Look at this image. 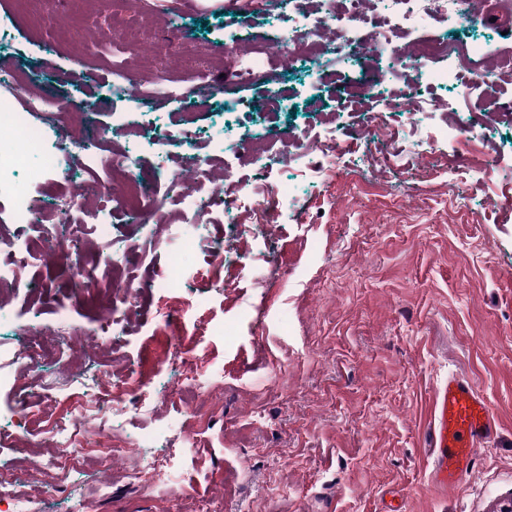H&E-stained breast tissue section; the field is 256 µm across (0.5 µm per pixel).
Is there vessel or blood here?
<instances>
[{"mask_svg":"<svg viewBox=\"0 0 512 512\" xmlns=\"http://www.w3.org/2000/svg\"><path fill=\"white\" fill-rule=\"evenodd\" d=\"M497 430V420L467 378L452 374L434 393L430 411L431 484L456 488L468 474L473 455Z\"/></svg>","mask_w":512,"mask_h":512,"instance_id":"obj_1","label":"vessel or blood"}]
</instances>
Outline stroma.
<instances>
[{
	"mask_svg": "<svg viewBox=\"0 0 512 512\" xmlns=\"http://www.w3.org/2000/svg\"><path fill=\"white\" fill-rule=\"evenodd\" d=\"M63 3L74 18L67 33L55 17ZM150 16L154 32L124 51L113 47L112 33L139 25L135 7L0 0V76L20 74L34 92L82 103L92 139L111 134L107 150L127 151L139 171L179 164L187 139L207 176L239 167V148L255 142L297 134L323 149L245 168L269 195L292 188L291 200L270 206L282 221L244 209L214 214L204 233L231 251L218 261L189 254L181 286L149 292L119 355L104 346L92 309L73 301L69 261L23 271L45 291L20 288L0 303L11 316L0 325V346L21 344L30 309L48 324L65 305L84 332L86 354L115 373L153 375L182 336L208 385L205 394L174 395L112 426L114 438L133 447L148 437L153 448L180 449L173 492L150 493L125 457L87 449L83 468L49 493L45 512H82L70 486L90 497L89 512H196L201 498L210 512H384L393 501L407 512H494L512 497V79L466 92L419 81L425 110L414 132L403 113L384 106L412 70L382 78L329 52L272 66V80L231 85L221 96L134 97L114 86V73L143 78L163 69L178 83L188 53L217 82L226 45H261L272 25L285 22L265 0H155ZM92 26L98 40L89 43L79 31ZM172 28L181 42L163 38ZM429 34L479 43L490 58L512 51V24L487 16L438 23ZM365 84L369 93L346 103L347 91ZM273 85L284 102L278 112L264 108ZM177 112L192 113L189 132L173 121ZM469 124L474 136H449ZM334 127L363 129L367 138L349 141L339 172L310 181L307 167L336 147ZM103 175L99 165L48 170L29 183L30 206L50 216L71 184ZM83 205L107 208L112 224L111 244L88 245V264H121L125 244L136 242V273H165L167 245L146 220L101 196ZM255 224L266 232L241 237ZM452 372L472 381L501 427L463 483L440 493L429 484L425 409ZM22 424L10 388L1 387L0 467L34 472L47 450L35 437L17 450ZM189 428L199 435L187 450ZM103 480L112 496L99 500Z\"/></svg>",
	"mask_w": 512,
	"mask_h": 512,
	"instance_id": "stroma-1",
	"label": "stroma"
}]
</instances>
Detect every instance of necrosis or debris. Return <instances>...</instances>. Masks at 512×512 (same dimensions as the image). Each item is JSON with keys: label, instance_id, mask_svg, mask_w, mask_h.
Returning a JSON list of instances; mask_svg holds the SVG:
<instances>
[{"label": "necrosis or debris", "instance_id": "1", "mask_svg": "<svg viewBox=\"0 0 512 512\" xmlns=\"http://www.w3.org/2000/svg\"><path fill=\"white\" fill-rule=\"evenodd\" d=\"M382 3L381 10L373 11L368 7V0H344L342 10L337 11L332 7V0H315V14L311 17L304 9L293 8L288 13L287 35L270 37L266 46L258 49L247 51L236 46L225 49L224 78L246 82L261 77L267 72L270 57L291 59L295 53L312 48L330 31L334 34L329 45L333 52L357 54L380 50L399 61L410 57L418 62L420 70L429 71L431 80L461 83L462 76L458 71L431 68L436 57L451 49L446 44L433 40L404 43L400 36L407 31L426 30L438 21L450 23L461 18L480 17L483 0H382ZM451 50L462 58L480 52L475 45H458ZM9 83V92L0 94V140L12 142L14 149L0 154V195L13 197L15 212L28 231L16 234L8 253L0 255V278L12 275L34 261L63 258L81 263L86 233H94L104 241L112 238L111 225L103 222L97 210L84 211L78 224L45 225L43 218L31 209L26 187L12 182V173L25 166L28 157L43 146L48 133L47 126L33 123L31 116L50 111L52 101L30 92L19 77H10ZM195 163V157L191 156L183 167L163 168L142 177L131 173L127 155L113 154L109 167L111 176L101 184L104 192L118 206L148 216L158 230V239H176L179 252L172 255L168 274L163 279L145 280L127 274L113 281L111 298L97 310L102 335H111L115 324H132L144 291L170 288L178 283L180 255L201 246V228L213 211L267 209V197L247 178L233 172L224 170L219 176L205 178L199 187L190 186ZM158 181L164 182L186 207L191 208L193 231L173 234L167 202L149 198L146 194L147 187ZM27 331L29 337L25 344L0 349V361L8 360L25 371L26 377L20 381L12 373L0 370V387H13L15 403L24 415L27 434L39 437L50 453L43 459L41 472L36 477L15 469L0 468V503L11 505V512H39V505L48 493L49 480H65L79 468L78 450L83 444L111 453L121 452V445L112 441L111 421L133 410H152L158 401L169 396L167 389L157 386L151 379L118 378L108 369L94 374L76 371L72 377L77 389L69 397L67 414L46 413L37 403L41 385L34 374L45 362L60 364L74 357L81 343L71 325V312L65 307L57 310L54 330H46L33 319L28 323Z\"/></svg>", "mask_w": 512, "mask_h": 512}]
</instances>
